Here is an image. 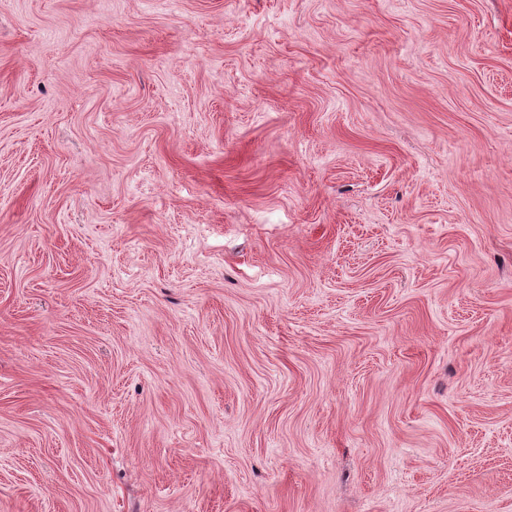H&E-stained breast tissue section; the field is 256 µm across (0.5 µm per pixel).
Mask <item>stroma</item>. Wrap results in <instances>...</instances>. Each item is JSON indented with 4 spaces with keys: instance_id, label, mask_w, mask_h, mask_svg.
<instances>
[{
    "instance_id": "obj_1",
    "label": "stroma",
    "mask_w": 512,
    "mask_h": 512,
    "mask_svg": "<svg viewBox=\"0 0 512 512\" xmlns=\"http://www.w3.org/2000/svg\"><path fill=\"white\" fill-rule=\"evenodd\" d=\"M0 512H512V0H0Z\"/></svg>"
}]
</instances>
